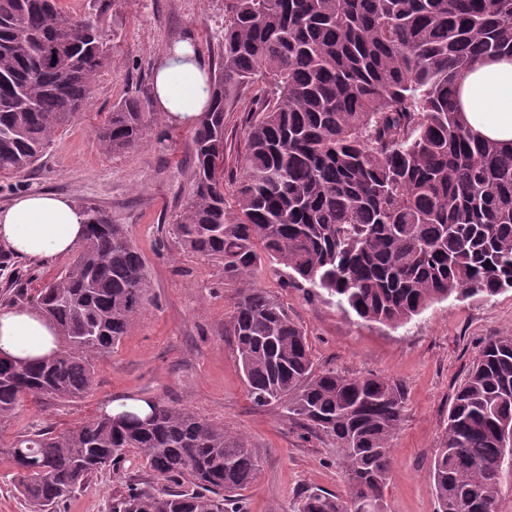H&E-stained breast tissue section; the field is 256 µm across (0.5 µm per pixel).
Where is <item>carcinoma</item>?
<instances>
[{
  "label": "carcinoma",
  "instance_id": "cac0c4a2",
  "mask_svg": "<svg viewBox=\"0 0 512 512\" xmlns=\"http://www.w3.org/2000/svg\"><path fill=\"white\" fill-rule=\"evenodd\" d=\"M112 46L59 0H0V172L28 173L90 102ZM512 56V0H224L211 103L194 133L180 248L241 285L227 327L258 406L336 443L346 495L310 492L301 512H384L406 393L377 374L318 369L307 333L255 278L278 265L366 322L400 327L435 303L512 290V147L474 137L459 79ZM250 93L239 173L227 172L225 114ZM158 119L128 96L94 130L106 153L143 143ZM232 187L227 198L226 187ZM78 256L34 308L61 347L0 358V429L29 398L81 400L97 360L149 300L150 273L122 224L90 211ZM100 412L8 449L29 512L54 506L135 453L146 477L114 512H242L259 464L242 438L161 400ZM512 335L486 339L458 386L431 477L438 512H497L512 483Z\"/></svg>",
  "mask_w": 512,
  "mask_h": 512
}]
</instances>
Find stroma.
<instances>
[{
  "instance_id": "1",
  "label": "stroma",
  "mask_w": 512,
  "mask_h": 512,
  "mask_svg": "<svg viewBox=\"0 0 512 512\" xmlns=\"http://www.w3.org/2000/svg\"><path fill=\"white\" fill-rule=\"evenodd\" d=\"M63 10L97 18L112 44L82 117L60 131L42 160L17 177L0 174V208L16 197L49 192L126 225L148 266L151 301L112 354L97 362L91 395L75 402L25 400L0 431V512H28L13 486L7 449L18 432L57 431L95 417L112 401L163 399L241 435L259 460L255 482L243 492L245 512H299L306 491L345 496L336 448L328 439L288 421L282 406H255L225 333L239 294L222 269L179 250L172 226L190 182L193 130L167 119L152 125L143 144L107 154L94 129L123 98H142L154 111L153 72L165 49L191 41L213 64L224 33V0H59ZM251 107L238 98L226 115L224 166L236 169ZM12 258L0 270V295L11 285L28 295L67 265ZM307 331L320 368L349 375L374 373L404 385V420L393 441L384 491L385 512H437L431 466L455 390L488 337L512 334V291L491 301L451 298L409 323L391 328L343 313L327 296H313L265 270L258 279ZM128 455L120 472L106 469L56 512H112L129 479L142 476Z\"/></svg>"
}]
</instances>
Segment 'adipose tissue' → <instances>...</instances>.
I'll use <instances>...</instances> for the list:
<instances>
[{
    "mask_svg": "<svg viewBox=\"0 0 512 512\" xmlns=\"http://www.w3.org/2000/svg\"><path fill=\"white\" fill-rule=\"evenodd\" d=\"M460 104L471 132L512 143V58L476 65L459 84ZM159 112L181 125L196 124L210 104L208 76L195 44L169 47L154 74ZM89 215L70 199L33 193L0 209V244L32 260L68 256L82 240ZM59 345L53 326L31 306L0 308V355L20 361L47 356Z\"/></svg>",
    "mask_w": 512,
    "mask_h": 512,
    "instance_id": "obj_1",
    "label": "adipose tissue"
}]
</instances>
